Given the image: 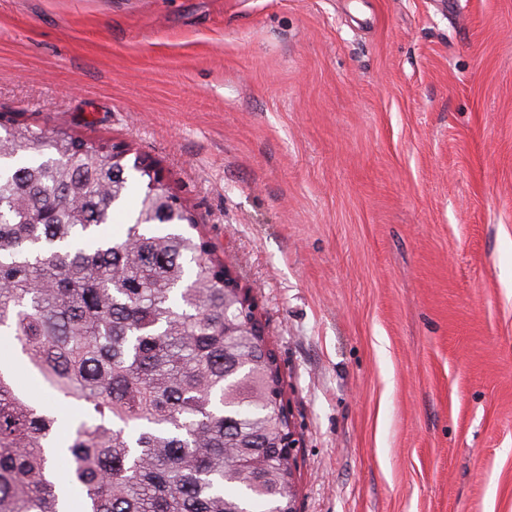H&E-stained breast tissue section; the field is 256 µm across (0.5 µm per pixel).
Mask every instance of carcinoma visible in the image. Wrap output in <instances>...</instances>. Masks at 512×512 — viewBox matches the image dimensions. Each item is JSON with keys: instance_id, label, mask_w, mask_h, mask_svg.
<instances>
[{"instance_id": "cac0c4a2", "label": "carcinoma", "mask_w": 512, "mask_h": 512, "mask_svg": "<svg viewBox=\"0 0 512 512\" xmlns=\"http://www.w3.org/2000/svg\"><path fill=\"white\" fill-rule=\"evenodd\" d=\"M133 171L148 176L100 142L0 122V512H288L271 357L224 335V263L167 192L106 231ZM16 363L79 408L68 438Z\"/></svg>"}]
</instances>
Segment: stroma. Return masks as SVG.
Here are the masks:
<instances>
[{
	"label": "stroma",
	"instance_id": "1",
	"mask_svg": "<svg viewBox=\"0 0 512 512\" xmlns=\"http://www.w3.org/2000/svg\"><path fill=\"white\" fill-rule=\"evenodd\" d=\"M0 113L191 211L298 512H512V0H0Z\"/></svg>",
	"mask_w": 512,
	"mask_h": 512
}]
</instances>
